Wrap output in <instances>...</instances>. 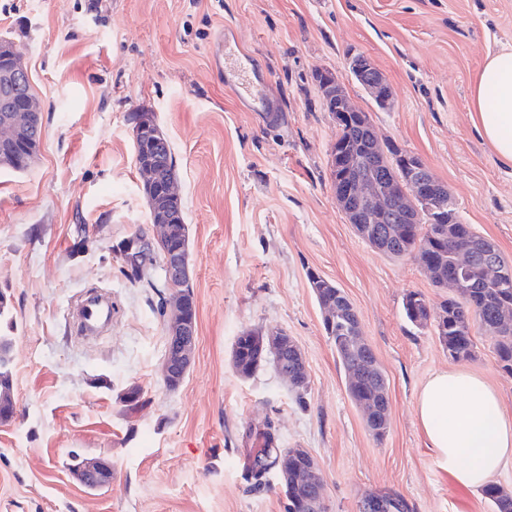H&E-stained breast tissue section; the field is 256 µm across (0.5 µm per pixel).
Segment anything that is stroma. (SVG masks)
<instances>
[{
    "instance_id": "35a3bbf8",
    "label": "stroma",
    "mask_w": 512,
    "mask_h": 512,
    "mask_svg": "<svg viewBox=\"0 0 512 512\" xmlns=\"http://www.w3.org/2000/svg\"><path fill=\"white\" fill-rule=\"evenodd\" d=\"M228 25L268 75L281 123L244 111L225 88L212 48ZM1 36L24 57L44 112L32 165L0 167V337L16 400L0 424V512H284L276 473L259 487L244 478L268 424L280 447L314 456L327 512H359L366 492L388 490L412 512H493L437 464L416 394L434 372L464 368L512 418V373L493 337L474 333V355L460 361L434 327L406 319L409 292L433 310L450 292L413 258L363 241L338 207L336 122L315 75L334 73L378 137L424 163L459 220L512 262V166L470 118L486 55L512 46V0H0ZM359 53L384 73L392 107L350 73ZM133 112L153 113L171 145L189 230L197 346L173 390L153 294L130 286L115 253L151 229ZM312 273L350 300L386 376L383 439L346 389ZM92 288L110 291L112 326L82 340L70 309ZM251 329L299 346L306 406L272 367L235 373L233 345ZM75 452L111 463V483L83 487Z\"/></svg>"
}]
</instances>
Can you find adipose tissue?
Returning <instances> with one entry per match:
<instances>
[{"label": "adipose tissue", "mask_w": 512, "mask_h": 512, "mask_svg": "<svg viewBox=\"0 0 512 512\" xmlns=\"http://www.w3.org/2000/svg\"><path fill=\"white\" fill-rule=\"evenodd\" d=\"M472 105L479 136L502 164L512 165V47L486 56ZM416 414L438 465L460 484L482 487L512 464V419L477 375L434 373L417 396Z\"/></svg>", "instance_id": "ef3b65f1"}]
</instances>
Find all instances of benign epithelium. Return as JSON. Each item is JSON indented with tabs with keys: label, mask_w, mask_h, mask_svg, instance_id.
Segmentation results:
<instances>
[{
	"label": "benign epithelium",
	"mask_w": 512,
	"mask_h": 512,
	"mask_svg": "<svg viewBox=\"0 0 512 512\" xmlns=\"http://www.w3.org/2000/svg\"><path fill=\"white\" fill-rule=\"evenodd\" d=\"M0 54L7 61L0 70V81L4 87L19 89L30 83L28 67L13 45L0 48ZM361 82L372 98L383 106L391 105L392 91L385 76L374 70L369 63L358 69ZM327 92L326 101L332 104L330 111L336 124H342L352 115L364 118L345 94L337 79L324 81ZM42 103L31 91H26L20 99L13 98L9 104L0 103V165L18 170L29 168L34 159L35 140L30 137L32 117L42 111ZM133 138L137 148L135 162L143 178V189L149 200L152 237L128 239L122 244L121 252L128 267H138L146 272L151 268H160L166 287L175 290L165 310L166 354L162 363V377L167 385L176 383L189 370L197 341V302L194 295H184L180 289L190 284L193 270L189 258L187 241L176 228L180 223L177 188V174L174 161L164 151L167 145L153 116L148 112L140 113L133 126ZM381 154L378 141H373L371 154L346 176V182L336 192V202L347 217L349 223L359 224L367 218L371 224H384L391 219L390 213L403 207L405 214L412 220L422 217L417 201L441 203L448 188L442 185L426 168L414 161H406L402 176L378 178L376 156ZM166 238L169 248L162 256L153 250V239ZM484 261L476 266L472 263V251L462 248L453 254V271L448 274V287L458 292L469 287L471 280L480 281L488 288H509L512 281L501 271L495 259L493 243L483 247ZM261 344L273 351L296 349L292 338L284 332H270ZM359 407L364 411L367 426H372L379 415L389 420V411L381 410L380 403L372 399H362ZM294 455L308 459L307 484L313 489L310 501L313 512H323L322 480L315 458L304 448L294 449ZM72 472L81 484L96 490L112 480V465L105 461L88 462L76 458L71 466Z\"/></svg>",
	"instance_id": "obj_1"
}]
</instances>
